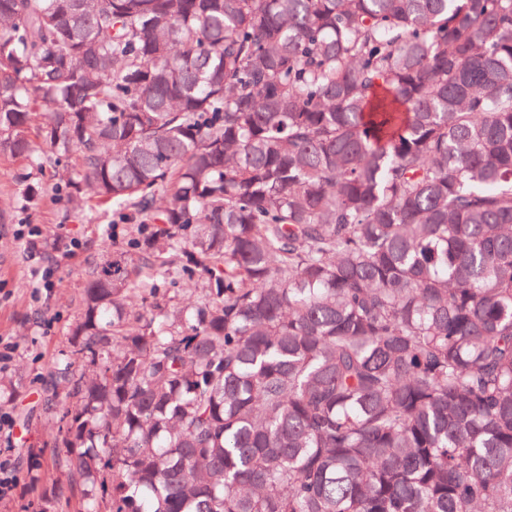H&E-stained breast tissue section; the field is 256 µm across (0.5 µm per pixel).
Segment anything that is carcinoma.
Wrapping results in <instances>:
<instances>
[{"instance_id": "obj_1", "label": "carcinoma", "mask_w": 512, "mask_h": 512, "mask_svg": "<svg viewBox=\"0 0 512 512\" xmlns=\"http://www.w3.org/2000/svg\"><path fill=\"white\" fill-rule=\"evenodd\" d=\"M0 155L131 222L85 512H512V0H0Z\"/></svg>"}]
</instances>
